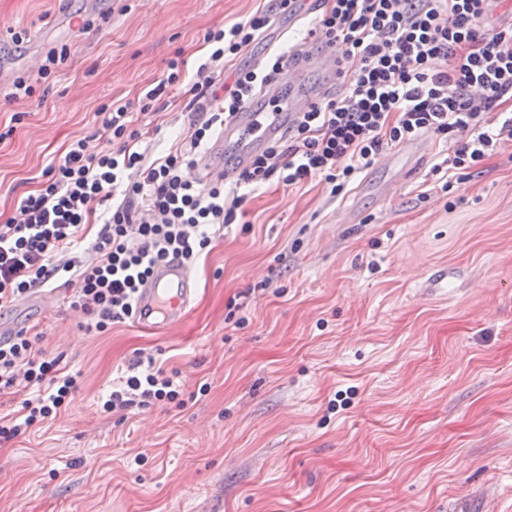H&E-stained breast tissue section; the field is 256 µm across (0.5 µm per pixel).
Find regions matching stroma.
<instances>
[{
	"mask_svg": "<svg viewBox=\"0 0 512 512\" xmlns=\"http://www.w3.org/2000/svg\"><path fill=\"white\" fill-rule=\"evenodd\" d=\"M264 4L0 0V223L71 140L105 147L101 106L177 56L180 84L141 125L157 152L184 138L206 32ZM61 11L90 29L34 41ZM64 44L67 62L12 98L29 53ZM444 152L428 136L386 197L379 161L335 198L315 180L249 192L165 330L93 335L58 280L0 313L80 375L60 418L0 443V512H512V144L442 181ZM139 351L178 370L184 407L101 414Z\"/></svg>",
	"mask_w": 512,
	"mask_h": 512,
	"instance_id": "stroma-1",
	"label": "stroma"
}]
</instances>
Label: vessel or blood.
Masks as SVG:
<instances>
[{
    "mask_svg": "<svg viewBox=\"0 0 512 512\" xmlns=\"http://www.w3.org/2000/svg\"><path fill=\"white\" fill-rule=\"evenodd\" d=\"M338 66L333 49L318 50L302 45L289 54L275 87L262 88L256 97L243 105L225 122L223 130L205 149L197 162V170L211 176H232L248 167L252 156L276 140L287 122L295 120L320 102L335 85ZM321 74L319 84L308 87V72ZM425 140L407 145L403 152L387 155L385 162L393 180L405 179L413 158L424 154ZM197 291L192 269L171 261L156 267L154 274L136 301L132 317L144 330H159L184 320Z\"/></svg>",
    "mask_w": 512,
    "mask_h": 512,
    "instance_id": "obj_1",
    "label": "vessel or blood"
}]
</instances>
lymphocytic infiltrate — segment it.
<instances>
[{
  "label": "lymphocytic infiltrate",
  "instance_id": "lymphocytic-infiltrate-1",
  "mask_svg": "<svg viewBox=\"0 0 512 512\" xmlns=\"http://www.w3.org/2000/svg\"><path fill=\"white\" fill-rule=\"evenodd\" d=\"M289 3L269 0L248 19L206 33L210 54L191 86L189 134L167 151L152 156L137 150L144 134L135 122L163 107L180 81L183 59L169 61L167 77L137 106L100 108L109 149L91 150L83 138L72 141L37 193L0 224V311L67 275L77 285L73 306L90 315L88 330L102 334L131 317L138 290L156 265L172 259L195 265L234 223L244 201L238 185L259 187L276 177L294 186L316 179L336 196L385 147L423 131L449 147L432 168L436 175L478 167L501 142L512 141V116L488 122L492 111L512 100V25L480 33L487 0H330L311 19L309 33L336 50L341 91L303 113L233 182L187 179L184 171L194 167L199 149L280 74L284 57L278 54L262 68L236 70L232 86L219 79L274 14L287 13ZM96 213L103 227L92 255H75L73 246ZM21 383L36 393L22 403L20 419L0 416V440L55 419L79 377L35 350L22 330L0 342V394ZM160 402L184 404L173 375L140 353L101 411H139Z\"/></svg>",
  "mask_w": 512,
  "mask_h": 512
}]
</instances>
